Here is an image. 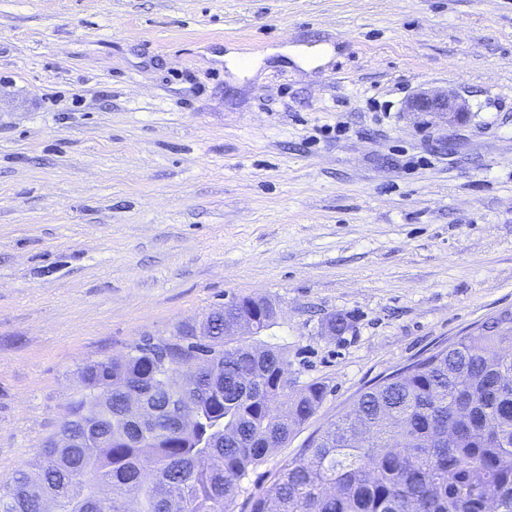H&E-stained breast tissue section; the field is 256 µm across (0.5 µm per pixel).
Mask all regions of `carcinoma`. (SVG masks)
Here are the masks:
<instances>
[{
	"label": "carcinoma",
	"instance_id": "carcinoma-1",
	"mask_svg": "<svg viewBox=\"0 0 512 512\" xmlns=\"http://www.w3.org/2000/svg\"><path fill=\"white\" fill-rule=\"evenodd\" d=\"M275 304L242 296L209 314L272 324ZM197 349L213 371L172 378ZM288 355L235 336L178 335L87 364L36 471L0 483V512H232L254 465L320 407L292 393ZM183 400L189 428L166 414ZM252 512H512V313L359 394L253 501Z\"/></svg>",
	"mask_w": 512,
	"mask_h": 512
}]
</instances>
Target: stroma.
Here are the masks:
<instances>
[{"label":"stroma","mask_w":512,"mask_h":512,"mask_svg":"<svg viewBox=\"0 0 512 512\" xmlns=\"http://www.w3.org/2000/svg\"><path fill=\"white\" fill-rule=\"evenodd\" d=\"M428 88L469 121L406 111ZM251 295L290 388L326 394L234 512L361 392L512 311V0H0V481L85 364Z\"/></svg>","instance_id":"stroma-1"}]
</instances>
